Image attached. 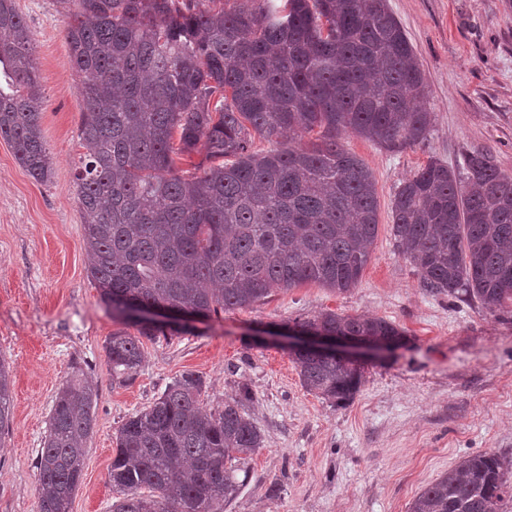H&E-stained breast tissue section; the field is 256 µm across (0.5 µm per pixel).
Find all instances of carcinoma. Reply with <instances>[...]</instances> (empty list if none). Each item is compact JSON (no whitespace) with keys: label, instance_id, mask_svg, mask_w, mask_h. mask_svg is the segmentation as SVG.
Wrapping results in <instances>:
<instances>
[{"label":"carcinoma","instance_id":"cac0c4a2","mask_svg":"<svg viewBox=\"0 0 512 512\" xmlns=\"http://www.w3.org/2000/svg\"><path fill=\"white\" fill-rule=\"evenodd\" d=\"M67 16L69 62L83 110L76 173L87 272L112 313L146 306L209 318L305 283L355 288L378 230L370 170L346 151L352 132L389 151L427 140L424 75L387 0H56ZM0 138L36 180L52 173L31 30L0 0ZM277 140L268 150L255 137ZM204 146L199 176L177 162ZM391 237L422 287L512 303V174L486 153L462 170L437 159L391 200ZM104 351L112 378L131 382L143 340L165 331L134 323ZM402 344L382 317L326 310L294 322ZM303 386L335 404L360 391L362 370L298 350ZM185 372L118 429L112 512H210L241 481L235 463L263 447L245 383L224 407L201 402ZM97 391L77 375L58 391L37 458L38 512H69L95 428ZM10 369L0 359V430L10 419ZM491 453L464 458L424 488L409 512H499L512 482Z\"/></svg>","mask_w":512,"mask_h":512}]
</instances>
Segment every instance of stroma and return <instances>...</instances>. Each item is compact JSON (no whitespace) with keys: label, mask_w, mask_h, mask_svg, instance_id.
I'll list each match as a JSON object with an SVG mask.
<instances>
[{"label":"stroma","mask_w":512,"mask_h":512,"mask_svg":"<svg viewBox=\"0 0 512 512\" xmlns=\"http://www.w3.org/2000/svg\"><path fill=\"white\" fill-rule=\"evenodd\" d=\"M413 44L434 114L426 141L391 152L358 135L344 148L372 172L379 225L356 288L304 284L144 344L145 363L113 382L104 345L123 321L87 275L75 180L82 99L56 0H15L34 39L46 98L48 180L32 178L0 139V357L11 367V418L0 433V512H37L36 457L58 389L82 370L97 385L96 427L69 512H112L115 436L131 413L185 372L203 376L206 407L238 383L254 398L264 446L224 512H408L463 457L512 463V306L434 297L390 236L399 184L429 160L460 168L489 152L512 174V0H387ZM331 309L393 322L406 342L366 359L365 382L335 406L308 392L284 344L257 331Z\"/></svg>","instance_id":"stroma-1"}]
</instances>
